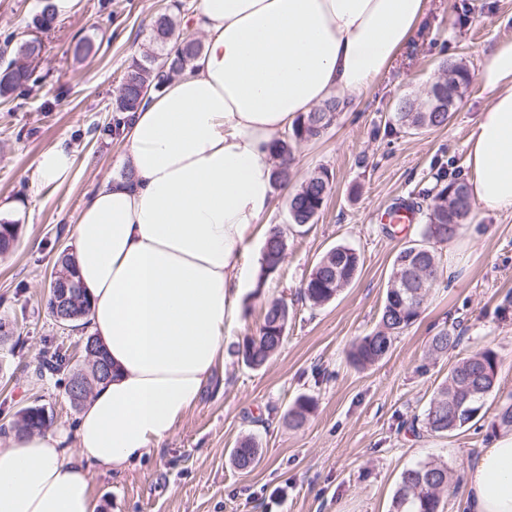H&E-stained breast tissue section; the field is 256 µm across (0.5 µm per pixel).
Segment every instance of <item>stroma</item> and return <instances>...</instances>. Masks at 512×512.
Here are the masks:
<instances>
[{
    "instance_id": "1",
    "label": "stroma",
    "mask_w": 512,
    "mask_h": 512,
    "mask_svg": "<svg viewBox=\"0 0 512 512\" xmlns=\"http://www.w3.org/2000/svg\"><path fill=\"white\" fill-rule=\"evenodd\" d=\"M197 0H77L73 12L43 37L41 80L25 95L0 99V224L18 227L13 249L0 255V322L14 335L0 343V443L15 434L17 412L42 405L52 429H73L80 415L58 376L37 377L46 342L79 357L89 334L60 329L48 309L51 275L63 250L73 248L72 226L91 193L124 174L128 153L106 131L128 64L161 53L151 28L175 13V37L200 40L184 22ZM41 0H0V66L19 58L36 30ZM512 37V0H429L427 16L385 73L319 139L301 145L287 184L275 187L270 211L250 234L241 264L250 275L241 315L224 331V388L206 390L173 435L120 476L89 466L102 512H392L404 470L440 460L452 474L444 512H457L464 474L496 434L499 406L512 396V213L475 208L460 235L438 246L451 278L433 288L416 322L375 364L355 367L351 344L378 325L393 259L420 237L422 223L394 227L376 215L428 187L438 163L465 170L467 141L490 102L480 82L459 103L447 127L406 131L395 124L402 98L424 101L450 54L479 72L483 54ZM92 52L74 55L78 43ZM65 143L75 175L59 186L38 185L34 161ZM330 194L314 223L288 222V195L319 170ZM282 225L288 249L276 274L261 278L262 247L270 225ZM345 244L363 258L356 278L321 307L300 299V288L320 257ZM282 299L291 319L278 353L251 368L238 359V342L252 335L266 306ZM459 330L454 351L434 354L440 330ZM490 347L499 357L496 390L484 417L447 436L413 434L411 420L429 402L459 358ZM315 410L301 429L287 413L300 396ZM252 437L258 462L237 468L232 453Z\"/></svg>"
}]
</instances>
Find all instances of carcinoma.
<instances>
[{"mask_svg": "<svg viewBox=\"0 0 512 512\" xmlns=\"http://www.w3.org/2000/svg\"><path fill=\"white\" fill-rule=\"evenodd\" d=\"M56 22L53 5L43 0L36 17L35 27L49 30ZM172 17L163 13L153 24V38L165 46L174 34ZM199 53V46L183 41L174 51L162 55L146 56L133 60L126 68L116 111L132 112L139 106L148 89L158 90L174 74ZM440 67L448 70L442 82L430 87V97L442 108L440 112L413 110L412 104L402 101L397 105L395 118L407 130L438 128L448 125L458 102L469 89L474 74L463 61L446 58ZM36 68L30 62L11 63L0 70V98L7 99L19 91H26L36 82ZM339 104L327 101L323 105L297 116L287 133L272 143L278 159L274 170V183L288 177V168L295 160L294 152L304 143L320 138L333 124ZM435 183L427 191L431 197L424 214L421 237L405 244L395 255L390 276V287L382 307L379 327L362 337L352 346L349 357L359 367H366L381 360L392 348L397 335L412 325L421 314L425 298L431 288L442 278V267L433 248L435 243H449L459 234L473 213L470 188L461 172L453 177L438 174ZM331 191L328 172L311 175L288 198V215L291 223L298 226L312 224L321 211ZM287 239L283 229L272 226L266 235L261 262V276L276 272L285 259ZM362 267L361 255L353 248L338 244L329 249L314 265L308 279L300 289L304 300L313 307L333 300L348 286ZM419 272L417 285L420 293L412 297L401 285L413 272ZM290 310L288 303L276 300L268 304L257 334L246 337L237 346L242 362L252 368L263 366L280 348L288 329ZM461 337L450 330L435 335L429 346L433 353L443 354L455 349ZM70 362L69 354L58 345L44 351L37 373L55 374ZM498 354L485 348L457 361L448 372L447 380L437 389L422 422L426 431L446 436L474 422L484 408L487 397L495 390L498 378ZM314 410V402L308 396L299 397L288 410V424L302 427ZM17 431H42L47 425L35 413V407L18 411L14 424ZM257 457L253 438L246 437L233 451L236 466L245 469L252 466ZM448 466L428 461L403 471L393 498V512H441V497L448 490Z\"/></svg>", "mask_w": 512, "mask_h": 512, "instance_id": "1", "label": "carcinoma"}]
</instances>
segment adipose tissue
Here are the masks:
<instances>
[{"label": "adipose tissue", "mask_w": 512, "mask_h": 512, "mask_svg": "<svg viewBox=\"0 0 512 512\" xmlns=\"http://www.w3.org/2000/svg\"><path fill=\"white\" fill-rule=\"evenodd\" d=\"M427 10L428 0H198L201 53L121 113L128 172L73 226L75 276L112 377L74 433H19L0 448V512H99L87 464L121 472L171 437L224 371L241 257L272 206L273 141L325 101L347 107ZM479 80L490 102L467 142L469 185L484 209L512 211V38L486 52ZM34 165L42 184L74 175L62 143ZM461 512H512V431L469 465Z\"/></svg>", "instance_id": "ef3b65f1"}]
</instances>
